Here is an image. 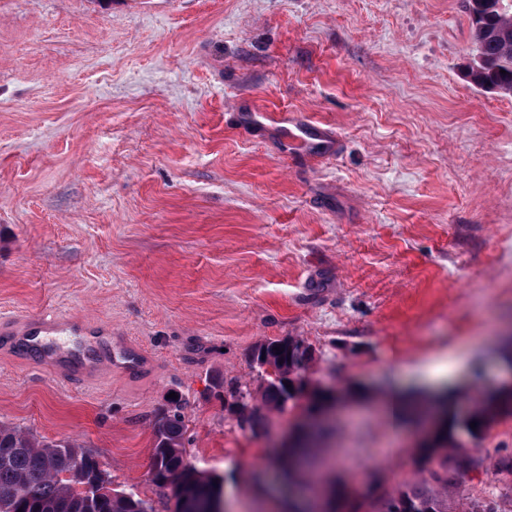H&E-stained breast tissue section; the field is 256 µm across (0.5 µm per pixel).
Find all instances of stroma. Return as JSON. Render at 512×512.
<instances>
[{
  "instance_id": "obj_1",
  "label": "stroma",
  "mask_w": 512,
  "mask_h": 512,
  "mask_svg": "<svg viewBox=\"0 0 512 512\" xmlns=\"http://www.w3.org/2000/svg\"><path fill=\"white\" fill-rule=\"evenodd\" d=\"M461 0H0V317L75 316L69 353L149 365L70 383L0 352V425L71 440L112 490L173 512L154 429L183 404L187 459L228 512H282L273 456L305 404L240 428L227 385L254 346L299 337L312 387H354L307 480L416 482L389 386L447 359L464 411L512 351V97L481 89ZM320 125L334 152L281 150L257 112ZM452 512L512 506L479 438Z\"/></svg>"
}]
</instances>
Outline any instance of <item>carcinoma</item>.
I'll return each mask as SVG.
<instances>
[{"label": "carcinoma", "mask_w": 512, "mask_h": 512, "mask_svg": "<svg viewBox=\"0 0 512 512\" xmlns=\"http://www.w3.org/2000/svg\"><path fill=\"white\" fill-rule=\"evenodd\" d=\"M465 10L475 49V69L467 72V78L475 86L512 96V0H465ZM313 360L312 347L302 338L259 343L252 352L259 385L254 390L231 387L228 413L242 427H265L269 412L283 410L305 393ZM335 402L336 396L329 391L311 392L312 409L317 412ZM173 403L175 410L154 431L153 482L172 489L174 512H212L220 481L188 462L182 403L178 398ZM440 410V429L420 446L414 460L420 480L389 490L372 474L352 495L345 512H450L448 487L466 483L480 466L471 456L450 449L455 433L477 438L498 416L512 415V388L505 396L489 397L466 416L448 414L443 403ZM316 438V433L300 426L292 447L308 460ZM76 458L88 471H100L99 461L70 441L40 440L29 431L0 425V512H59L64 504L68 512H85L81 492L69 476ZM99 490L95 512H132L137 504L142 506L140 512H146L141 499L114 494L103 485Z\"/></svg>", "instance_id": "obj_1"}]
</instances>
